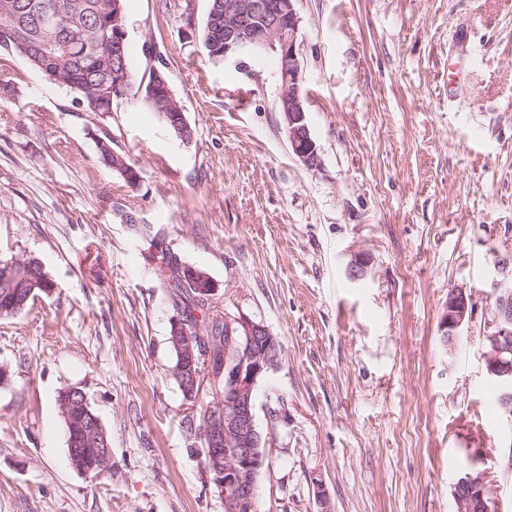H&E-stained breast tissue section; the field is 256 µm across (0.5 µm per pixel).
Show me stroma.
I'll return each instance as SVG.
<instances>
[{
  "label": "stroma",
  "instance_id": "obj_1",
  "mask_svg": "<svg viewBox=\"0 0 512 512\" xmlns=\"http://www.w3.org/2000/svg\"><path fill=\"white\" fill-rule=\"evenodd\" d=\"M207 7L127 0L131 68L168 74L188 143L135 98L81 112L0 55V258H37L53 282L0 320V512H224L187 430L220 393L206 380L190 402L172 375L170 253L217 282L212 313L282 345L256 389L258 512H456L470 466L512 512L483 343L512 260V0H296L313 170L291 152L274 54L213 63ZM105 128L136 183L100 163ZM460 288L473 313L451 354ZM68 386L109 436L101 476L70 463ZM472 312L471 295L458 289L448 295V306L442 317L443 342L448 351H452L457 343L459 330Z\"/></svg>",
  "mask_w": 512,
  "mask_h": 512
}]
</instances>
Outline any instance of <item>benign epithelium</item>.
Segmentation results:
<instances>
[{
    "label": "benign epithelium",
    "instance_id": "obj_1",
    "mask_svg": "<svg viewBox=\"0 0 512 512\" xmlns=\"http://www.w3.org/2000/svg\"><path fill=\"white\" fill-rule=\"evenodd\" d=\"M299 18L294 0H224V60L238 68L259 55L258 48L279 59L281 93L288 141L293 154L308 169L320 167L321 158L307 122L304 77L300 60ZM472 312L471 295L458 289L448 294L442 317L443 342L453 350ZM172 341L180 351V381L185 398L196 401L205 377L202 360L215 358L219 344L202 329L192 331L179 315L172 320ZM224 357L210 368L215 382L223 385L222 410L211 415L192 435L206 447V471L224 502V512H256L257 480L267 461L266 437L256 418L255 389L258 381L280 362L281 344L262 321L240 313L224 314ZM488 374L503 388L502 407L512 418V289L498 288L495 320L484 336ZM106 463L112 461L110 445L89 450L70 449L78 469L90 473L88 452ZM483 473L470 469L455 482L457 512H486Z\"/></svg>",
    "mask_w": 512,
    "mask_h": 512
}]
</instances>
